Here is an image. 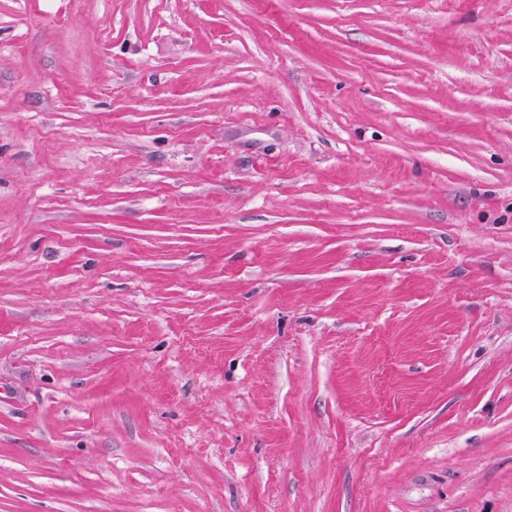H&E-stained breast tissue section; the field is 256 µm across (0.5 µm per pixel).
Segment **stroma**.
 Returning a JSON list of instances; mask_svg holds the SVG:
<instances>
[{
	"label": "stroma",
	"mask_w": 512,
	"mask_h": 512,
	"mask_svg": "<svg viewBox=\"0 0 512 512\" xmlns=\"http://www.w3.org/2000/svg\"><path fill=\"white\" fill-rule=\"evenodd\" d=\"M0 512H512V0H0Z\"/></svg>",
	"instance_id": "obj_1"
}]
</instances>
